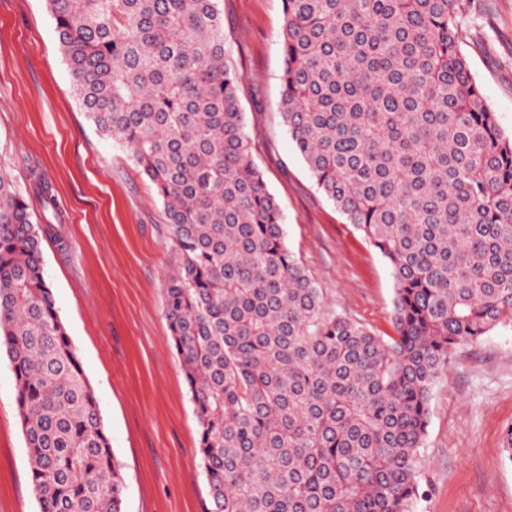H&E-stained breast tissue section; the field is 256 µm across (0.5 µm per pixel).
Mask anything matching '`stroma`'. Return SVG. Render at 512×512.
Masks as SVG:
<instances>
[{
    "mask_svg": "<svg viewBox=\"0 0 512 512\" xmlns=\"http://www.w3.org/2000/svg\"><path fill=\"white\" fill-rule=\"evenodd\" d=\"M459 52L512 136V0H463ZM227 57L254 159L289 250L327 313L394 335L388 261L317 189L281 123L282 0H222ZM0 176L48 183L59 219L42 256L56 308L125 479L123 512H206L199 426L163 310L173 243L130 152L101 135L73 90L46 0H0ZM512 324L458 348L437 379L413 512H512ZM0 512H39L10 362L0 353Z\"/></svg>",
    "mask_w": 512,
    "mask_h": 512,
    "instance_id": "obj_1",
    "label": "stroma"
}]
</instances>
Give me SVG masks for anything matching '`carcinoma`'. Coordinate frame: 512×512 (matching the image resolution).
<instances>
[{"label":"carcinoma","instance_id":"carcinoma-1","mask_svg":"<svg viewBox=\"0 0 512 512\" xmlns=\"http://www.w3.org/2000/svg\"><path fill=\"white\" fill-rule=\"evenodd\" d=\"M85 113L174 244L163 294L209 512H411L431 390L512 323V138L457 43L462 0H283L280 118L387 259L386 341L325 312L289 251L224 50L221 0H46ZM33 198L0 176V349L39 512H122L124 477L46 281Z\"/></svg>","mask_w":512,"mask_h":512}]
</instances>
